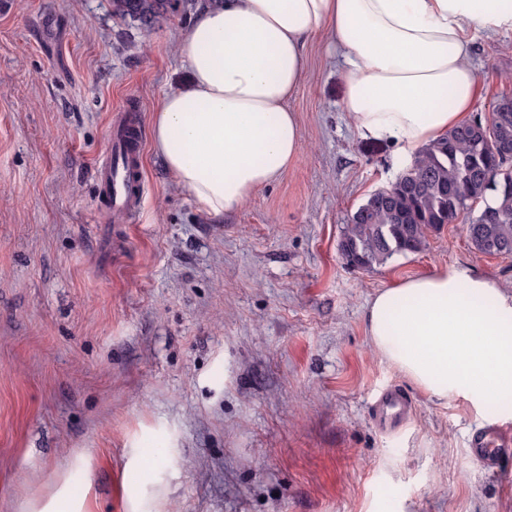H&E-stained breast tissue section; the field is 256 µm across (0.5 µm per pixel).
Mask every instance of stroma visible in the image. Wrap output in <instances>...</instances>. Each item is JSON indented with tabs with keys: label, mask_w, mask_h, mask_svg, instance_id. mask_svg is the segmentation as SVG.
<instances>
[{
	"label": "stroma",
	"mask_w": 512,
	"mask_h": 512,
	"mask_svg": "<svg viewBox=\"0 0 512 512\" xmlns=\"http://www.w3.org/2000/svg\"><path fill=\"white\" fill-rule=\"evenodd\" d=\"M188 15L148 29L108 0H0V512L60 497L96 512H512V460L485 471L469 432L507 423L416 389L374 351L365 307L393 282L470 267L512 289V258L462 223L419 253L349 269L343 224L400 173L343 111L322 38L289 101L301 161L215 220L145 147L136 220L101 204L96 164L124 106L148 128L186 88ZM473 115L512 99V32L479 33ZM397 386L388 436L368 408ZM149 482L127 473L148 455ZM371 421L381 432L396 434L407 424L411 414V403L400 390L388 387L383 389L370 409Z\"/></svg>",
	"instance_id": "stroma-1"
}]
</instances>
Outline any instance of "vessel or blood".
<instances>
[{
	"mask_svg": "<svg viewBox=\"0 0 512 512\" xmlns=\"http://www.w3.org/2000/svg\"><path fill=\"white\" fill-rule=\"evenodd\" d=\"M142 137L137 123L121 115L109 127V158L95 168V177L106 209L115 219L133 222L145 193L141 171ZM371 421L381 432L398 433L406 425L411 404L400 390L383 389L370 409ZM467 455L480 467L497 468L512 455V434L494 426L471 432Z\"/></svg>",
	"mask_w": 512,
	"mask_h": 512,
	"instance_id": "obj_1",
	"label": "vessel or blood"
}]
</instances>
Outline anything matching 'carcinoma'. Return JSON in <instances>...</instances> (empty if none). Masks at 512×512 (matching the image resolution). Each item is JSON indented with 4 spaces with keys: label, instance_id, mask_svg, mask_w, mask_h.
I'll return each instance as SVG.
<instances>
[{
    "label": "carcinoma",
    "instance_id": "1",
    "mask_svg": "<svg viewBox=\"0 0 512 512\" xmlns=\"http://www.w3.org/2000/svg\"><path fill=\"white\" fill-rule=\"evenodd\" d=\"M112 16L152 26L185 11L189 0H110ZM478 215L465 225L473 247L512 258V99L495 105L488 125L470 121L425 147L401 178L375 190L343 225L339 252L345 265L371 270L395 255L423 251L444 225Z\"/></svg>",
    "mask_w": 512,
    "mask_h": 512
}]
</instances>
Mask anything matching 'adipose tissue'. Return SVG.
Wrapping results in <instances>:
<instances>
[{"mask_svg": "<svg viewBox=\"0 0 512 512\" xmlns=\"http://www.w3.org/2000/svg\"><path fill=\"white\" fill-rule=\"evenodd\" d=\"M480 31H512V0H202L175 44L190 88L155 109L153 150L201 211L220 220L239 209L303 155L288 101L320 35L342 58L357 134L411 164L468 122ZM365 319L376 352L423 394L456 391L477 408L512 395V290L479 271L393 283Z\"/></svg>", "mask_w": 512, "mask_h": 512, "instance_id": "obj_1", "label": "adipose tissue"}]
</instances>
